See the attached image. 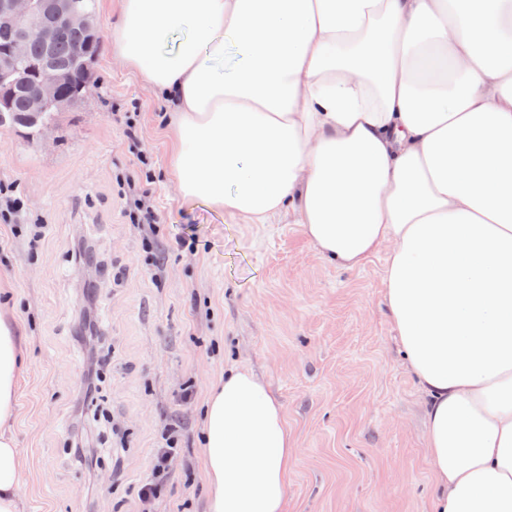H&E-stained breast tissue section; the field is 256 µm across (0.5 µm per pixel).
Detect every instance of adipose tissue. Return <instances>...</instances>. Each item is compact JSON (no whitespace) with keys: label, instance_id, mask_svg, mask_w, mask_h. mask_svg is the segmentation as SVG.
I'll return each mask as SVG.
<instances>
[{"label":"adipose tissue","instance_id":"ef3b65f1","mask_svg":"<svg viewBox=\"0 0 512 512\" xmlns=\"http://www.w3.org/2000/svg\"><path fill=\"white\" fill-rule=\"evenodd\" d=\"M110 42L172 106L181 197L288 217L335 265L385 252L432 512H512V0H123ZM10 299L0 512H23ZM202 414L206 512H285L296 449L266 383L227 370Z\"/></svg>","mask_w":512,"mask_h":512}]
</instances>
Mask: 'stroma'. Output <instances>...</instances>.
Returning a JSON list of instances; mask_svg holds the SVG:
<instances>
[{
	"mask_svg": "<svg viewBox=\"0 0 512 512\" xmlns=\"http://www.w3.org/2000/svg\"><path fill=\"white\" fill-rule=\"evenodd\" d=\"M132 110L133 136L123 122ZM167 110L106 45L89 93L58 113L46 140L0 131V181L18 184L27 201L22 234L0 223V279L19 301L29 353L15 427L24 512H204L200 411L235 366L268 384L288 421L296 455L285 512H431L425 395L386 305L385 253L341 268L300 225L254 224L183 200ZM143 157L152 163L154 229L130 223L117 183L137 178ZM149 244L162 267L150 264ZM88 275L110 354L98 399L86 405L79 317ZM189 384L195 396L181 400ZM80 424L93 469L70 448ZM174 424L170 473L159 497L141 503Z\"/></svg>",
	"mask_w": 512,
	"mask_h": 512,
	"instance_id": "1",
	"label": "stroma"
}]
</instances>
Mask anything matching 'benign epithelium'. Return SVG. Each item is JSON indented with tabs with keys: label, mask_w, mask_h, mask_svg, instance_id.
I'll use <instances>...</instances> for the list:
<instances>
[{
	"label": "benign epithelium",
	"mask_w": 512,
	"mask_h": 512,
	"mask_svg": "<svg viewBox=\"0 0 512 512\" xmlns=\"http://www.w3.org/2000/svg\"><path fill=\"white\" fill-rule=\"evenodd\" d=\"M0 23L19 26L0 62V78L30 85L29 119L73 102L66 93L68 74L50 57L29 63L28 45L33 33L50 42L64 31L93 30L94 17L83 0H0Z\"/></svg>",
	"instance_id": "obj_1"
}]
</instances>
